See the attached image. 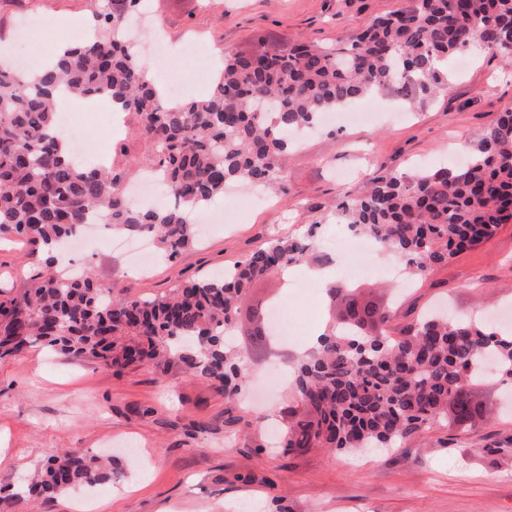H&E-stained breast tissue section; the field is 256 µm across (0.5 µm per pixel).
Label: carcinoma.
I'll use <instances>...</instances> for the list:
<instances>
[{
  "instance_id": "1",
  "label": "carcinoma",
  "mask_w": 512,
  "mask_h": 512,
  "mask_svg": "<svg viewBox=\"0 0 512 512\" xmlns=\"http://www.w3.org/2000/svg\"><path fill=\"white\" fill-rule=\"evenodd\" d=\"M139 0H92L96 29L38 75L0 65V234L15 233L41 250L60 248L99 216L127 236L145 233L160 255L193 244L200 214L224 198L231 182L282 189L296 135L327 112L396 88L428 97L441 87L448 59L471 48L512 65V0H415L375 18L337 49L302 42L287 54L252 58L224 52V67L202 98L170 104L153 70L136 60L124 24ZM64 93L108 95L130 116L115 152L145 149L166 201L139 207L122 182L129 163L84 166L62 156L57 103ZM336 218L378 250L405 260L409 277L494 237L512 223V107L495 114L459 168L393 173L361 197L336 204ZM308 241L280 238L230 271L181 284L154 297H129L93 271L77 276L48 267L0 302V358L48 346L103 370L152 364L177 367L228 397L239 394L244 356L226 337L240 303L258 281L289 267L324 260ZM329 305L341 315L319 345L293 364L284 428L286 448H404L448 418L483 415L469 385L491 356L512 379V333L481 319L448 320L433 312L396 335L373 333L391 314L360 302L332 282ZM492 463L512 466V435L490 449ZM112 481V462L69 449L30 478L26 490L0 496V512L26 498L51 497Z\"/></svg>"
}]
</instances>
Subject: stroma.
Returning a JSON list of instances; mask_svg holds the SVG:
<instances>
[{
  "mask_svg": "<svg viewBox=\"0 0 512 512\" xmlns=\"http://www.w3.org/2000/svg\"><path fill=\"white\" fill-rule=\"evenodd\" d=\"M412 3L144 0L143 6L170 45L172 66L164 78L199 97L211 82L198 76V54H285L305 37L331 46ZM90 10L89 0H0V51L21 41L26 50L53 53L70 42L73 21ZM468 59L463 68L449 59L447 81L431 97L408 100L384 91L368 98L378 121L332 125L302 138L289 156L283 191L243 209L236 223L210 225L177 258L135 273L121 254L103 255L91 244L74 254L76 265L129 295L152 296L221 272L273 238H302L311 224L332 254L342 253L335 243L344 231L332 212L336 197H359L372 178L392 172L457 162L453 144L476 143L489 120L512 104V73L503 61L475 52ZM30 252L19 238L0 239V300L40 271ZM354 286L380 307L397 296L395 328L440 298L457 315L496 314L512 305V224L420 281L403 287L384 273ZM272 297L286 301L294 344L328 318L325 303L292 299L280 275L255 284L235 338L247 361L249 413L240 400L174 367L116 373L42 347L0 360V491L18 492L51 455L81 448L113 457L111 482L23 502L19 512H512V469L492 467L478 454L512 434V381L495 374L472 387L495 411L482 426L438 423L407 449L357 458L272 447L254 417L278 414L287 404V384L269 379L285 348L257 344L253 336V312Z\"/></svg>",
  "mask_w": 512,
  "mask_h": 512,
  "instance_id": "35a3bbf8",
  "label": "stroma"
}]
</instances>
